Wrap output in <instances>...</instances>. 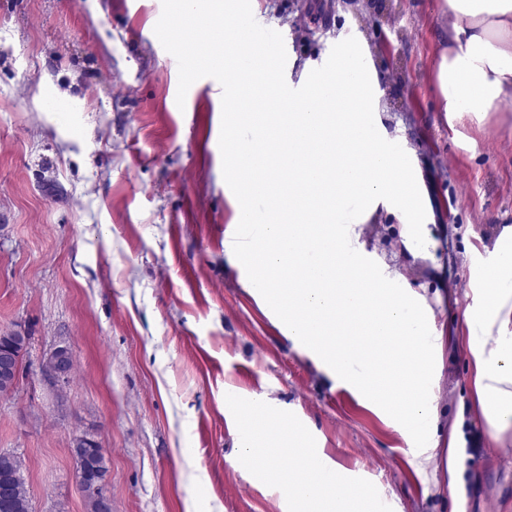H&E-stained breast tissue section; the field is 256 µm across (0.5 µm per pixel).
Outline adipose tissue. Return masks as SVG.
<instances>
[{
	"label": "adipose tissue",
	"instance_id": "obj_1",
	"mask_svg": "<svg viewBox=\"0 0 512 512\" xmlns=\"http://www.w3.org/2000/svg\"><path fill=\"white\" fill-rule=\"evenodd\" d=\"M447 25L438 31L441 50L435 84L444 112L491 111L512 100V0H442ZM496 300L470 323L478 401L495 430L512 426V277L496 272ZM495 331L494 341L485 332Z\"/></svg>",
	"mask_w": 512,
	"mask_h": 512
}]
</instances>
